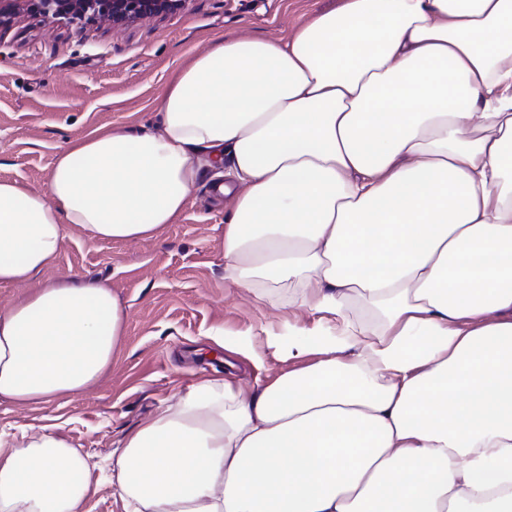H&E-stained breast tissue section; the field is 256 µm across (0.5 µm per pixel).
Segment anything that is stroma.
Instances as JSON below:
<instances>
[{"mask_svg": "<svg viewBox=\"0 0 512 512\" xmlns=\"http://www.w3.org/2000/svg\"><path fill=\"white\" fill-rule=\"evenodd\" d=\"M339 0H183L156 16L112 22L45 21L28 7L0 17V179L44 190L70 140L101 128L157 123L160 97L191 57L226 38L281 39L300 16ZM230 167L204 168L176 223L140 243L74 235L46 283L68 274L103 282L126 312L117 359L93 388L37 409L0 402V431L58 424L72 447L98 464L126 435L175 403L198 381L224 377L248 386L289 367L264 351L260 360L224 350L218 338L252 337L281 324L284 311L257 302L224 279V224L232 196Z\"/></svg>", "mask_w": 512, "mask_h": 512, "instance_id": "obj_1", "label": "stroma"}]
</instances>
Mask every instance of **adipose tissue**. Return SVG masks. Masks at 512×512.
<instances>
[{
    "label": "adipose tissue",
    "instance_id": "ef3b65f1",
    "mask_svg": "<svg viewBox=\"0 0 512 512\" xmlns=\"http://www.w3.org/2000/svg\"><path fill=\"white\" fill-rule=\"evenodd\" d=\"M159 109L67 145L43 191L0 180V284L28 289L0 310V401L112 366L111 287L32 283L73 232L150 238L227 156L225 280L314 321L235 342L295 368L199 381L126 437L124 512H512V0H341L219 42ZM96 487L64 437L0 433V512H87Z\"/></svg>",
    "mask_w": 512,
    "mask_h": 512
}]
</instances>
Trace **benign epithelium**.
<instances>
[{"label":"benign epithelium","mask_w":512,"mask_h":512,"mask_svg":"<svg viewBox=\"0 0 512 512\" xmlns=\"http://www.w3.org/2000/svg\"><path fill=\"white\" fill-rule=\"evenodd\" d=\"M172 0H34L36 11L51 20L66 13L76 21L102 17L121 21L149 18L167 10Z\"/></svg>","instance_id":"obj_1"}]
</instances>
